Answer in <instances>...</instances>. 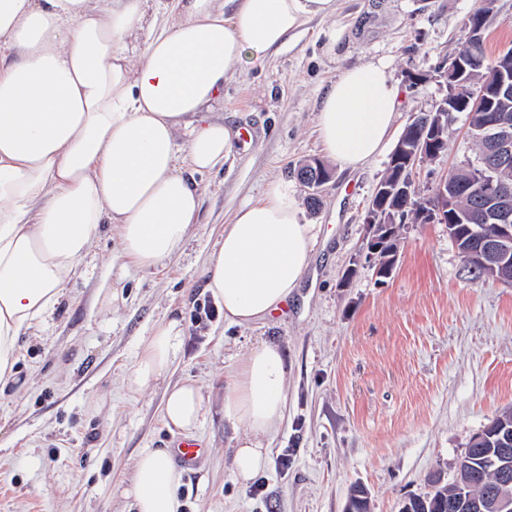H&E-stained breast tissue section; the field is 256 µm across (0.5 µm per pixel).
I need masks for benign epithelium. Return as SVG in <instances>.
<instances>
[{
  "instance_id": "1",
  "label": "benign epithelium",
  "mask_w": 512,
  "mask_h": 512,
  "mask_svg": "<svg viewBox=\"0 0 512 512\" xmlns=\"http://www.w3.org/2000/svg\"><path fill=\"white\" fill-rule=\"evenodd\" d=\"M490 9L491 0H483L482 10L470 15L467 23L469 40L476 45L484 42V30ZM484 66L485 61L481 57H454L442 73V77L446 79L448 89L451 90L453 83L462 75ZM509 87L512 88V71L507 73L502 70L497 79L485 81L479 89L475 104L483 106ZM455 106L456 100L450 96L436 111L421 115L417 122L418 134L415 139L398 141L391 154L389 169L395 176L378 183L376 187L367 210L366 225L370 235L367 258L374 262L378 277L390 276L397 261L395 251L383 259L377 258L382 241L390 238L393 231L391 224L386 220L388 210L403 211L409 206L414 187L413 172L424 160L439 155L443 142L442 134L450 125L448 113L453 111ZM485 128L488 129L485 140L498 158L506 162L511 160L512 133L495 123H488ZM330 178L331 174L319 167L306 168L300 171L299 176L311 201L318 199L320 189ZM479 192L487 202L483 221L496 225L497 234L488 240L483 237L478 225L469 228V265L480 270L483 277L502 282L505 279V272L512 266V186L500 181L496 171L487 166L479 181ZM452 207L453 198L448 195V179L444 178L434 192L431 208L420 212L419 218L425 223L437 221L444 224L448 220V210ZM488 441L501 448L503 455H508V448L512 447V428L495 418L471 439L470 444Z\"/></svg>"
}]
</instances>
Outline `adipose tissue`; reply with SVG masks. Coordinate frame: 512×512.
I'll list each match as a JSON object with an SVG mask.
<instances>
[{"label": "adipose tissue", "mask_w": 512, "mask_h": 512, "mask_svg": "<svg viewBox=\"0 0 512 512\" xmlns=\"http://www.w3.org/2000/svg\"><path fill=\"white\" fill-rule=\"evenodd\" d=\"M233 2L228 15L217 0H175L174 17L153 35L149 11L161 0H0V393L16 382L20 336L57 304L100 225H117L123 255L147 269L184 247L199 222L197 175L221 166L239 139L209 114L225 82L306 19L334 16L337 0ZM398 107L385 62L345 69L317 117L326 157L365 167L386 148ZM299 214L278 181L225 225L204 271L225 320L271 319L300 288L317 239ZM182 318L171 311L152 329L125 374L129 390L167 375ZM287 374L280 344L264 340L224 386L239 482L268 463ZM209 412L195 382L166 389L170 429L192 434ZM180 480L169 450L148 448L122 495L134 512H180Z\"/></svg>", "instance_id": "1"}]
</instances>
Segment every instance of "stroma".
Returning <instances> with one entry per match:
<instances>
[{"instance_id": "35a3bbf8", "label": "stroma", "mask_w": 512, "mask_h": 512, "mask_svg": "<svg viewBox=\"0 0 512 512\" xmlns=\"http://www.w3.org/2000/svg\"><path fill=\"white\" fill-rule=\"evenodd\" d=\"M481 0H337L262 62L224 84L215 117L247 136L219 170L200 176V222L185 247L153 269L122 256L116 225H102L59 305L22 336L18 380L0 395V512H127L120 493L139 452L176 440L162 416L168 386L193 380L211 412L193 438L205 453L183 471L184 512H345L353 485L371 512H398L411 494L453 481L470 439L512 410V286L472 280L438 223L406 220L385 280L365 261L368 204L390 160L333 168L318 207L295 171L324 159L317 112L346 68L382 61L401 86L394 130L448 96L438 70L465 46ZM342 30L337 48L329 43ZM486 50L512 49V0H494ZM466 113L454 115L445 152L421 163L416 185L431 196L448 170L478 150ZM288 181L303 223L318 234L303 288L273 320L248 327L192 323L205 300L212 247L233 213ZM112 292L101 308L102 289ZM183 309V336L165 381L142 393L124 376L151 328ZM288 353L284 420L257 484L232 476L234 431L224 384L256 342Z\"/></svg>"}]
</instances>
